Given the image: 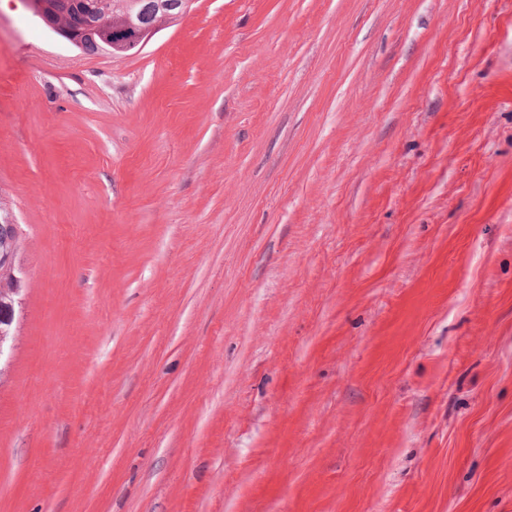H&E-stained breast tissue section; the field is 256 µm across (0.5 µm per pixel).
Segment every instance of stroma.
<instances>
[{
  "label": "stroma",
  "instance_id": "1",
  "mask_svg": "<svg viewBox=\"0 0 512 512\" xmlns=\"http://www.w3.org/2000/svg\"><path fill=\"white\" fill-rule=\"evenodd\" d=\"M1 218L0 512H512V0H0ZM35 1H41L42 2V8L44 9L45 13L50 16L52 20H54L55 23L59 25H66L68 21L77 20V16L73 13L78 12V4L79 2H71L69 4V7L72 8L73 13L70 12V10H67V13L65 14L64 11L66 10V1L71 0H35ZM118 1L120 0H83L87 8L100 13L99 17L102 15L99 7L104 5L105 2H111L109 9L112 11L111 24L101 31L97 26L90 30L92 38L99 43L102 51H113L112 42H114V38L112 28L122 21L121 9L113 8ZM190 2L191 0H125L121 2L126 7V10L132 9L135 11L145 23L135 32L134 36L115 46L116 52H112V54L114 56L123 55V52L132 48H136V52L140 51L168 23L182 16L187 11ZM85 29L86 25L82 23L78 24L76 28H70L66 31L56 28V31L65 35L75 47L85 54H97L99 48L95 41L91 37L88 38L85 34ZM3 223L4 222H0V255L4 259H7V261L0 269V274L2 277L18 280L19 278L14 273V266L10 261L17 249L16 235L13 231L15 224L11 222H7L8 224Z\"/></svg>",
  "mask_w": 512,
  "mask_h": 512
}]
</instances>
